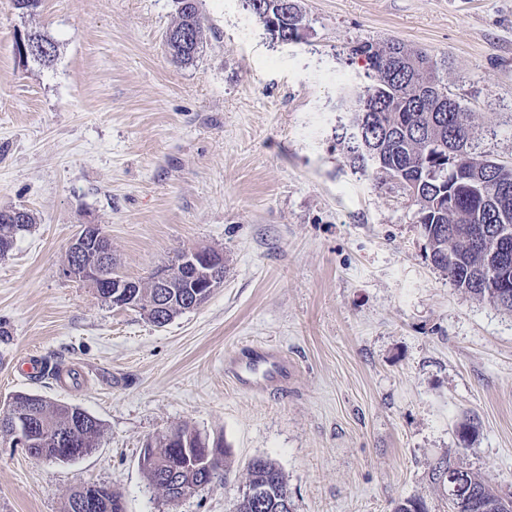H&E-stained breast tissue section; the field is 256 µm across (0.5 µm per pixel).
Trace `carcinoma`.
I'll use <instances>...</instances> for the list:
<instances>
[{
  "instance_id": "1",
  "label": "carcinoma",
  "mask_w": 512,
  "mask_h": 512,
  "mask_svg": "<svg viewBox=\"0 0 512 512\" xmlns=\"http://www.w3.org/2000/svg\"><path fill=\"white\" fill-rule=\"evenodd\" d=\"M279 0H241L243 9L258 21H264V14ZM305 22L299 4L288 6V16L282 20L283 29L292 31ZM190 29L195 39L191 46L179 36L180 30ZM172 35L165 39L172 59L180 64H192L199 59L205 35L199 13H180L176 23L169 28ZM29 39L38 49L35 61L49 63L55 59L58 43L41 31L27 32ZM389 48L397 54L393 67L386 73L380 70L377 51ZM352 54L361 56L366 62L365 75L369 83L347 88L341 92V99L350 106L353 98L367 100L371 111L368 113L349 109L350 119L340 136V143L347 153L350 165L361 171L372 170L382 178L401 179L400 185L416 181L428 165H436L430 146L441 143L448 145V130L458 129L463 136L475 138L468 112L448 111V93L438 75V66L425 52L411 48L400 41L382 44L362 42L352 49ZM434 84L439 93L419 96L413 82ZM451 191L454 211L439 205L425 207L422 199L438 197ZM420 207L423 215L421 228L426 238L433 266L441 271L452 285L471 295L486 298L512 313V294L504 297L483 285L486 254L475 243L479 229L494 234V210L505 209L512 215V196L499 199L492 195L483 198L472 194L465 186L448 187V183L425 181L419 185V194L411 197ZM33 217L25 208L0 210V257L12 249L17 237L30 229ZM150 280L138 290L136 308L148 321H153L154 310L150 309L158 299V290L149 287ZM24 419L34 425L25 442L29 455L54 457L56 461L68 463L90 454L96 448L101 433L100 421L84 409L65 403L50 402L31 393H18L12 397L5 411L0 413V435L12 433V423ZM201 435L187 427L161 434L147 443L150 462L143 465L149 481L165 501L169 495L162 487L165 478L176 474L178 487L186 495H192L212 482L220 468L215 464L211 472L198 468L186 461L182 442L195 448ZM462 474L468 499L452 505L455 512H512V496H502L488 478L463 470L448 460H440L432 469L433 479L445 481V472ZM247 482L267 487L263 502L244 495L236 504L234 512H281L278 505L288 497V483L281 468L267 457H256L248 465ZM88 491L97 502L95 512H124L122 495L112 487L91 484Z\"/></svg>"
}]
</instances>
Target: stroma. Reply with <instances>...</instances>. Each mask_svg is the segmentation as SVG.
Wrapping results in <instances>:
<instances>
[{"mask_svg": "<svg viewBox=\"0 0 512 512\" xmlns=\"http://www.w3.org/2000/svg\"><path fill=\"white\" fill-rule=\"evenodd\" d=\"M307 30L280 44L240 0H200V58L163 43L173 0H0V209L34 217L0 258V410L24 392L103 425L70 463L0 438V512H63L106 483L124 512H233L256 457L288 479L293 512H450L443 459L512 493V313L433 267L417 208L354 170L338 93L364 82L351 53L393 38L429 52L475 121L477 154L512 166V0H299ZM58 43L20 62L17 34ZM87 224L115 267L148 278L187 249L224 258V284L158 327L62 272ZM286 370L250 391L228 372L254 349ZM74 378L28 377L30 359ZM474 420L469 443L459 423ZM190 427L220 446L213 483L163 504L140 457ZM26 34L39 52L37 57H29L28 60L33 59L37 62L50 63L55 59L58 52V43L51 36L37 30L26 32ZM28 60L22 62L27 63Z\"/></svg>", "mask_w": 512, "mask_h": 512, "instance_id": "1", "label": "stroma"}]
</instances>
